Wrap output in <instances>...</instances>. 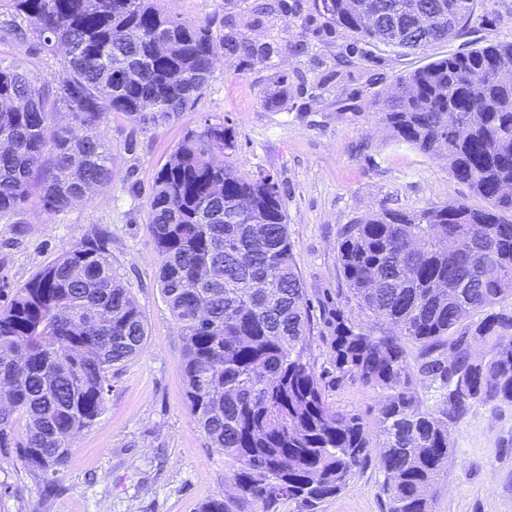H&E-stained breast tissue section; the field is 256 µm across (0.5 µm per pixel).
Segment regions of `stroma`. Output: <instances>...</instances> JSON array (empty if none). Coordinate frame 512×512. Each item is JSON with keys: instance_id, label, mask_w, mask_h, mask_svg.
<instances>
[{"instance_id": "35a3bbf8", "label": "stroma", "mask_w": 512, "mask_h": 512, "mask_svg": "<svg viewBox=\"0 0 512 512\" xmlns=\"http://www.w3.org/2000/svg\"><path fill=\"white\" fill-rule=\"evenodd\" d=\"M256 2L157 0L159 9L183 21H209L215 32L232 30L278 52L268 62L219 56L195 108L152 132L110 113L99 128L111 149L110 183L59 212L45 211L34 196L19 215L0 217V292L22 287L63 251L104 229L106 257L130 288L149 332L142 352L113 369L106 408L76 439L55 487L28 475L14 450L0 449V512H201L207 500L232 494L233 467L206 447L189 414L179 368L184 342L161 293L147 229L158 171L183 135L207 121L234 129L237 148L230 163L244 173L265 169L279 182L311 302L307 359L324 372L332 406L357 411L374 425L377 393L330 371L324 323L329 309L341 308L373 334L384 328L360 310L349 291L337 256L338 235L344 225L382 206H483L469 185L450 176L445 160L394 139L378 113L408 71L487 38L512 41V0H475L460 36L408 55L326 27L313 0H288L287 10L254 24ZM299 42L304 51L293 52ZM0 58L45 81L60 63L34 39L1 40ZM282 79L288 99L278 104L274 96ZM451 446L433 512H512V406H474L452 425ZM383 479L372 465L317 508L284 499L275 512H386Z\"/></svg>"}]
</instances>
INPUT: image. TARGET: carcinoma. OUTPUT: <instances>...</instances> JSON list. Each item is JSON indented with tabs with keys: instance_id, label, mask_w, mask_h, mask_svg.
I'll use <instances>...</instances> for the list:
<instances>
[{
	"instance_id": "obj_1",
	"label": "carcinoma",
	"mask_w": 512,
	"mask_h": 512,
	"mask_svg": "<svg viewBox=\"0 0 512 512\" xmlns=\"http://www.w3.org/2000/svg\"><path fill=\"white\" fill-rule=\"evenodd\" d=\"M0 35L64 50L43 83L0 59V216L37 192L50 212L112 180L98 129L121 112L143 130L192 109L222 53L269 59L270 45L214 32L154 0H4ZM460 0H329L331 27L398 52L455 38L473 14ZM368 15L408 29L392 41ZM22 18L26 26L17 23ZM479 71L489 73L480 81ZM512 41L493 38L400 77L381 121L397 140L448 161L486 205L384 208L345 225L339 261L358 305L388 324L380 336L336 309L326 321L336 381L380 397L376 432L327 400L306 360L311 306L285 222L282 190L263 169L217 156L234 133L206 123L157 173L148 230L159 282L184 339L180 370L206 447L238 465V502L288 498L314 507L370 463L387 512H432L451 452L450 424L481 404L512 405ZM71 122L57 123L59 109ZM468 119L469 130L452 133ZM99 230L42 267L0 305V448L53 486L74 441L102 414L112 369L143 350L147 324L104 256ZM478 316L473 321L471 317ZM419 346L409 361L401 337ZM489 345L484 354L477 343ZM434 390L424 405L417 382Z\"/></svg>"
}]
</instances>
